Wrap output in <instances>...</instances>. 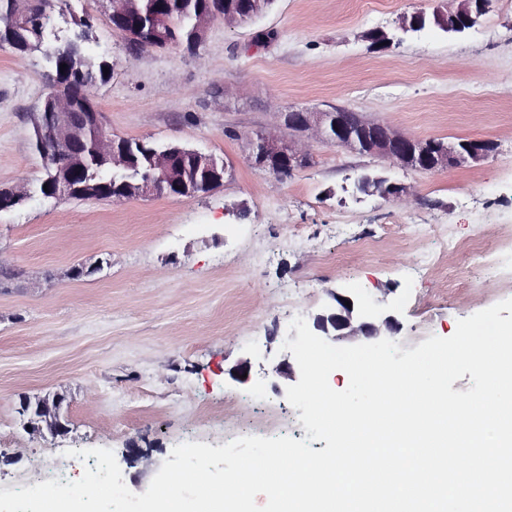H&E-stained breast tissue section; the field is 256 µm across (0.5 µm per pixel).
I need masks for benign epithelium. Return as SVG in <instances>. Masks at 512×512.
<instances>
[{
  "instance_id": "7a95c632",
  "label": "benign epithelium",
  "mask_w": 512,
  "mask_h": 512,
  "mask_svg": "<svg viewBox=\"0 0 512 512\" xmlns=\"http://www.w3.org/2000/svg\"><path fill=\"white\" fill-rule=\"evenodd\" d=\"M107 2L109 18L113 19L127 17L134 9L135 0ZM472 4L473 0H458V6L448 12V17L468 29L474 28L481 23V15L473 12ZM422 15L420 11L401 17L391 29V34L374 48L384 50L399 45L412 29L413 20ZM40 100L55 102L60 109L56 113V133L40 150L44 171L67 185L72 181L71 166L60 162V158L84 147V129L72 123L70 113L66 112L65 97L53 79L46 80ZM328 116L327 112L306 109L277 111L278 125L264 132H247L243 135L249 161L280 182L292 176L305 163L315 142L330 143L350 152L376 156L390 167L421 171L463 167L486 158L492 151L490 143L480 140H470L462 146L453 141L431 143L392 125L344 109L336 110V128L332 134L327 129ZM97 118L101 145L108 148L112 158L120 165H125V152L119 148L124 138L112 134L103 122L102 113H97ZM164 191L182 197L199 195L196 183L177 172L166 152L154 155L150 171L141 181L128 184L121 198L149 197ZM331 297L335 302L334 307L316 315L313 321V328L329 343L336 346L352 339L374 343L398 331L395 317L374 309L370 301H357L336 291L331 293ZM347 301L351 305H345ZM37 403L41 424L33 428L26 422L24 427L33 433L46 431L52 435L65 434L67 426L61 422L62 408L58 397L39 398Z\"/></svg>"
}]
</instances>
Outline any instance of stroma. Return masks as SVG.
I'll return each instance as SVG.
<instances>
[{
	"instance_id": "1",
	"label": "stroma",
	"mask_w": 512,
	"mask_h": 512,
	"mask_svg": "<svg viewBox=\"0 0 512 512\" xmlns=\"http://www.w3.org/2000/svg\"><path fill=\"white\" fill-rule=\"evenodd\" d=\"M451 6L275 0L252 27L215 20L190 52L130 49L106 21L104 0H59L48 32L73 36L92 17L87 50L112 67L96 92L106 127L215 154L231 175L194 198L35 196L0 212V264L21 273L0 286V490L61 469L79 479L97 459L74 451L107 448L140 494L178 444L305 438L272 368L288 356L291 321L331 305L332 292L393 311L405 350L512 298V247L499 248L490 269L442 251L448 240L491 243L500 225L512 226V0H494L460 36L433 25L388 51L362 38ZM266 31L274 39L260 40ZM52 72L42 53L0 49V187L43 170L31 116ZM338 106L417 138L484 139L496 150L461 168L417 172L317 143L280 182L247 161L240 135L271 128L273 109ZM379 170L416 190L417 201L356 193L357 177ZM415 233L424 251L443 254L454 282L405 247ZM371 240L382 249L370 252ZM79 264L98 271L68 279ZM244 361L250 372L240 380L232 372ZM56 393L66 397L67 433L29 434L21 397Z\"/></svg>"
}]
</instances>
